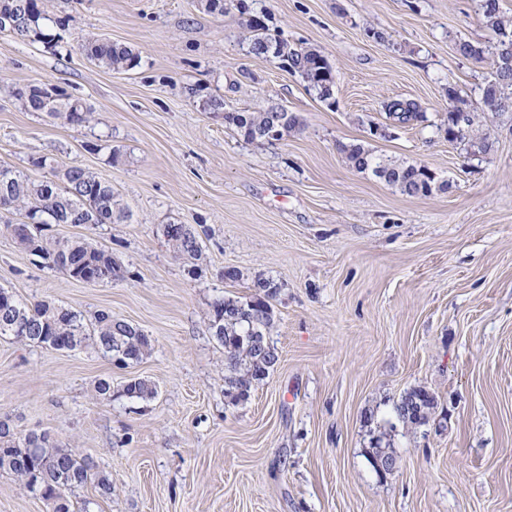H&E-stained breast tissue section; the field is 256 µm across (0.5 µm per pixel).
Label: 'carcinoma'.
<instances>
[{
  "label": "carcinoma",
  "instance_id": "cac0c4a2",
  "mask_svg": "<svg viewBox=\"0 0 512 512\" xmlns=\"http://www.w3.org/2000/svg\"><path fill=\"white\" fill-rule=\"evenodd\" d=\"M482 8L486 25L497 36L490 53L491 79L483 90V102L489 111L503 115L512 112V19L500 13L497 0H483ZM45 20L43 0H0V31L44 42L50 39V35L44 33ZM250 28L253 54L271 55L288 63V69L299 74L320 99L326 101L331 97L333 67L325 56L316 50L295 48L288 41L271 36L263 22L252 21ZM81 49L90 60L112 71H127L137 65V56L132 50L110 41L89 39ZM19 96L34 112L63 113L68 121L76 123L90 119V111L80 100L56 88L30 86L19 92ZM448 99L453 103L443 122L448 141L467 145L473 154L487 151L488 139L470 137L474 119L461 92L448 87ZM207 107L213 112H224V124L235 128L250 142H264L256 133L273 125L279 124L281 130L287 131L299 124L295 114H280L270 108L264 112H226L224 100L216 97L209 100ZM383 108L395 124L426 120L425 113L412 100L391 99L384 102ZM348 159L356 170L372 171L403 194L432 192L434 176L425 167L395 164L361 145L351 146ZM55 178L63 185L53 183ZM114 205L112 183L82 168L57 171L54 178L35 182L0 167V210L24 211V220L4 225L5 231L43 264L77 281L95 285L118 280L122 270L110 253L91 240L48 237L42 234V226L110 224ZM168 241L190 258L201 255L197 232L185 224L181 232L168 236ZM254 287L262 288L263 294L248 300L220 297L212 303L213 335L224 347L227 373L224 397L231 405L246 402L253 384L268 377L278 362L276 348L268 335L273 325L272 301L278 296L281 285L270 278H259ZM0 337H13L57 350L92 345L112 359L122 354L126 365L139 362L152 349L150 336L108 312L96 314L94 323L87 325L78 311L48 301L23 303L3 288H0ZM94 392L95 398L101 401L110 402L117 395L138 402L152 399L156 388L144 378L133 377L114 392L112 382L101 379ZM435 405L434 394L420 386L404 392L394 403L393 413L398 421L419 427L428 422V414ZM1 470L24 480L30 492L52 503L53 512H75L70 495L91 481L96 483L100 495L112 494V479L98 471L93 460L59 445L45 432L17 437L2 420Z\"/></svg>",
  "mask_w": 512,
  "mask_h": 512
}]
</instances>
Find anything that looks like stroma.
<instances>
[{
  "instance_id": "stroma-1",
  "label": "stroma",
  "mask_w": 512,
  "mask_h": 512,
  "mask_svg": "<svg viewBox=\"0 0 512 512\" xmlns=\"http://www.w3.org/2000/svg\"><path fill=\"white\" fill-rule=\"evenodd\" d=\"M481 0H48L51 43L0 32V166L39 181L77 166L112 184L123 220L54 224L93 239L122 277L94 286L39 264L0 234V287L93 318L112 313L152 338L120 366L93 347L58 351L0 338V420L46 432L112 478L72 495L92 512H512V114L484 112L487 64L457 45H493ZM320 52L334 67L320 100L278 59L249 51V22ZM130 48L133 69L90 61L84 40ZM39 84L90 109L87 123L31 112ZM462 90L491 148L449 142L439 125ZM278 104L298 125L248 142L222 116ZM426 119L388 126L383 104ZM362 144L423 166L432 193L408 196L352 167ZM186 224L202 256L163 234ZM239 276L229 281L225 267ZM281 285L270 340L279 361L250 399H224V348L210 329L218 297ZM157 389L150 401L94 399L106 378ZM422 385L427 425L392 403ZM400 463L377 474L374 443ZM0 512H51L0 471Z\"/></svg>"
}]
</instances>
